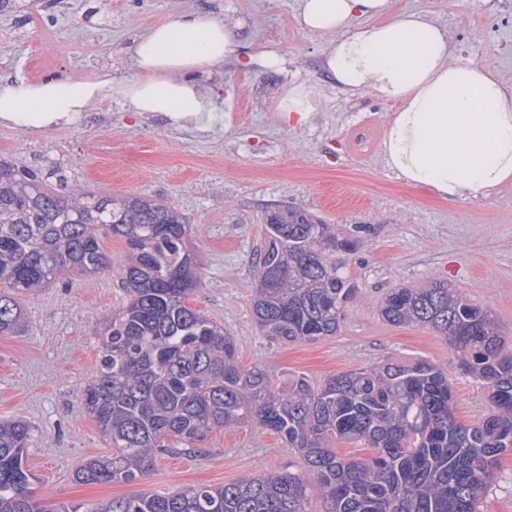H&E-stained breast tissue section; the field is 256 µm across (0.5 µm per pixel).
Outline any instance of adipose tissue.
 Masks as SVG:
<instances>
[{"label":"adipose tissue","instance_id":"obj_1","mask_svg":"<svg viewBox=\"0 0 512 512\" xmlns=\"http://www.w3.org/2000/svg\"><path fill=\"white\" fill-rule=\"evenodd\" d=\"M303 28L331 35L323 68L353 94L395 102L382 153L406 184L438 197H475L512 183V87L490 68L453 62L447 27L391 0H297ZM234 26L177 9L147 28L130 55L136 76L122 85L129 111L175 127L206 129L214 110L195 73L239 60ZM112 87V74L38 83L0 81V125L27 131L67 126Z\"/></svg>","mask_w":512,"mask_h":512}]
</instances>
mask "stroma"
I'll return each mask as SVG.
<instances>
[{
    "label": "stroma",
    "instance_id": "stroma-1",
    "mask_svg": "<svg viewBox=\"0 0 512 512\" xmlns=\"http://www.w3.org/2000/svg\"><path fill=\"white\" fill-rule=\"evenodd\" d=\"M0 13V81L112 72V88L86 116L46 132L0 126V156L40 170L48 186L79 184L99 196H146L180 210L203 263L189 303L223 326L242 368L265 371L275 386L295 376L321 383L387 359H424L447 370L457 416L485 414V384L462 374L453 350L422 326H394L378 304L394 288L445 281L512 328V185L448 201L411 187L381 154L393 103L352 97L322 67L330 39L301 28L295 0H19ZM447 26L455 61L491 67L512 84V0H392ZM177 9L215 21L243 20L241 64L198 74L216 110L210 130L177 129L165 118H137L120 92L135 76L126 53L135 35ZM280 58L268 66L266 53ZM303 86L311 112L287 123L279 108ZM309 210L329 224L358 225L365 243L348 272L358 293L338 334L288 343L263 336L252 315L254 254L274 204ZM110 264L22 300L23 329L0 336V419L32 427L27 466L48 508L133 494L163 495L197 484L221 486L294 455L255 424L213 431L197 451L157 459L139 481L87 485L76 469L110 447L81 400L99 367V332L126 299L119 271L123 241L107 237Z\"/></svg>",
    "mask_w": 512,
    "mask_h": 512
}]
</instances>
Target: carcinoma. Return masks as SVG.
Here are the masks:
<instances>
[{"mask_svg":"<svg viewBox=\"0 0 512 512\" xmlns=\"http://www.w3.org/2000/svg\"><path fill=\"white\" fill-rule=\"evenodd\" d=\"M359 232L288 204L268 210L252 305L263 334L296 343L340 331L357 293L346 257L364 244ZM192 233L181 212L154 199L78 186L57 194L38 172L0 157L1 336L21 330L28 293L106 268L104 237L131 253L120 275L127 303L107 324L98 373L81 391L112 454L87 459L76 481L132 483L158 457L249 423L300 460L219 487L112 498L88 512H479L512 452V348L491 311L445 281L394 288L380 303L386 322L445 337L461 371L485 383L490 409L474 421L456 416L448 374L423 359L279 388L242 369L224 328L189 306L201 269ZM30 440L26 421H0V512H50L26 466ZM339 443L367 454L341 455Z\"/></svg>","mask_w":512,"mask_h":512,"instance_id":"1","label":"carcinoma"}]
</instances>
